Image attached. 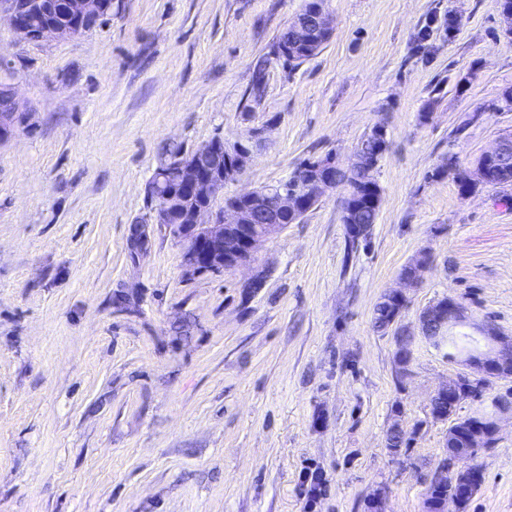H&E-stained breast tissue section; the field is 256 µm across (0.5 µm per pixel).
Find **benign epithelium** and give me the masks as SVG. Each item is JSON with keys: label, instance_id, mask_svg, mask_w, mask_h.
Segmentation results:
<instances>
[{"label": "benign epithelium", "instance_id": "7a95c632", "mask_svg": "<svg viewBox=\"0 0 512 512\" xmlns=\"http://www.w3.org/2000/svg\"><path fill=\"white\" fill-rule=\"evenodd\" d=\"M104 0H63L62 12L66 23H39V16L55 9L50 0H0V13L7 14L14 32L24 41L44 42L64 40L84 33L86 20L100 12ZM292 35L288 47H313L318 38L332 35V21L323 5H317L309 14L299 12L289 22ZM7 105L0 106V142L8 140L25 121V113L20 111L13 88H6ZM261 131L256 130L250 139L238 142L231 147L224 143L205 145L189 154H180L158 168L150 180L154 190L156 205L154 221L164 225L176 238L186 244L184 267L186 273L194 276L206 272L221 273L225 261H232L236 268L249 265L262 242L282 231L283 225L269 224L261 231L255 228L254 215L259 210L288 213L294 223L318 205L326 193L336 188V155L322 157L314 165H304L295 175L306 177L305 195H288L285 187L267 186L239 194V198L252 203L247 209L240 204H227L216 210L213 208L216 195L224 190V185L241 174L251 157L254 144L259 142ZM210 150L213 154L227 153L235 157L232 167L202 164L199 152ZM187 201H196L188 224L171 221V217L181 211ZM231 224L238 229L239 239L230 241L224 237V227ZM150 245V237L145 224H131L126 236V248L131 258L136 260ZM419 320L430 321L445 329L459 326L466 321V309L457 301L448 303V311L443 312L431 306L421 312ZM489 340L484 356L476 361L464 362L466 371L455 381L469 384L472 397L482 400L488 394L494 381L501 378L500 366L512 364V338L501 336L495 328L486 324L481 328ZM493 412L481 425L473 447L487 448L489 440L497 436L498 422L503 414H512V397L494 396L491 398Z\"/></svg>", "mask_w": 512, "mask_h": 512}]
</instances>
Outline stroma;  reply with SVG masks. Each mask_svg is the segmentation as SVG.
Returning a JSON list of instances; mask_svg holds the SVG:
<instances>
[{"mask_svg":"<svg viewBox=\"0 0 512 512\" xmlns=\"http://www.w3.org/2000/svg\"><path fill=\"white\" fill-rule=\"evenodd\" d=\"M303 5L112 0L100 27L42 43L0 20L29 112L0 143V512H364L380 486L384 512H425L449 427L431 399L462 368L416 334L399 369L373 310L426 249L401 325L449 296L512 337V183L464 196L432 175L512 133V110L490 108L512 35L500 0H327L329 42L291 68L273 45ZM379 125L380 210L353 259L341 187L259 248L256 293L247 266L186 275L184 243L153 222L146 186L172 152L262 130L220 206L308 158L350 164ZM136 222L151 242L133 261ZM396 422L413 435L398 456ZM474 465L468 512H512L511 418L457 463Z\"/></svg>","mask_w":512,"mask_h":512,"instance_id":"1","label":"stroma"}]
</instances>
